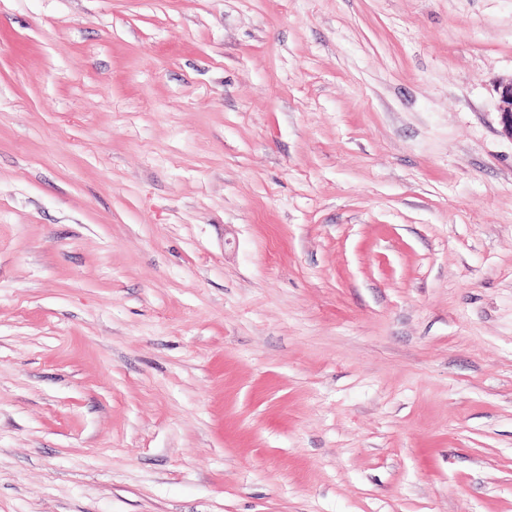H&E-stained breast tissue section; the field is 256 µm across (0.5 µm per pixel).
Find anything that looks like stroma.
Masks as SVG:
<instances>
[{
    "label": "stroma",
    "instance_id": "35a3bbf8",
    "mask_svg": "<svg viewBox=\"0 0 512 512\" xmlns=\"http://www.w3.org/2000/svg\"><path fill=\"white\" fill-rule=\"evenodd\" d=\"M512 0H0V512H512ZM496 91L499 96L501 132L512 139V76L500 80Z\"/></svg>",
    "mask_w": 512,
    "mask_h": 512
}]
</instances>
